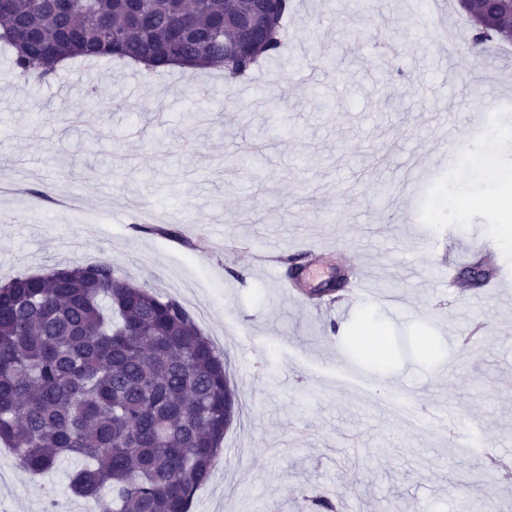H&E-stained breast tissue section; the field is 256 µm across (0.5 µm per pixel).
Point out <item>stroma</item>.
Wrapping results in <instances>:
<instances>
[{
	"instance_id": "obj_1",
	"label": "stroma",
	"mask_w": 512,
	"mask_h": 512,
	"mask_svg": "<svg viewBox=\"0 0 512 512\" xmlns=\"http://www.w3.org/2000/svg\"><path fill=\"white\" fill-rule=\"evenodd\" d=\"M294 5L281 55L232 84L79 58L38 84L0 48V283L109 261L196 315L235 412L191 512H512V477L483 466L512 469V243L497 233L512 225V45L441 41L466 18L435 0ZM198 106L205 121L186 123ZM412 165L430 174L417 193ZM488 239L490 288L473 283ZM296 265L306 291L349 281L292 298ZM363 274L375 297L354 296ZM366 326L384 338L381 378L351 342ZM400 385L419 414L448 405L494 447L400 419L386 401ZM75 467L35 476L0 447V504L77 512Z\"/></svg>"
}]
</instances>
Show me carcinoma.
Returning a JSON list of instances; mask_svg holds the SVG:
<instances>
[{
	"instance_id": "cac0c4a2",
	"label": "carcinoma",
	"mask_w": 512,
	"mask_h": 512,
	"mask_svg": "<svg viewBox=\"0 0 512 512\" xmlns=\"http://www.w3.org/2000/svg\"><path fill=\"white\" fill-rule=\"evenodd\" d=\"M248 0H195L193 30L173 48L185 0H13L0 14L11 75L44 81L66 59L196 69L248 78L280 56L290 0L256 52L228 58L216 28ZM475 46L512 32V17L473 23ZM230 391L224 355L179 301L119 274L108 261L54 267L0 286V442L40 475L77 460L73 492L97 512H189L222 451Z\"/></svg>"
}]
</instances>
